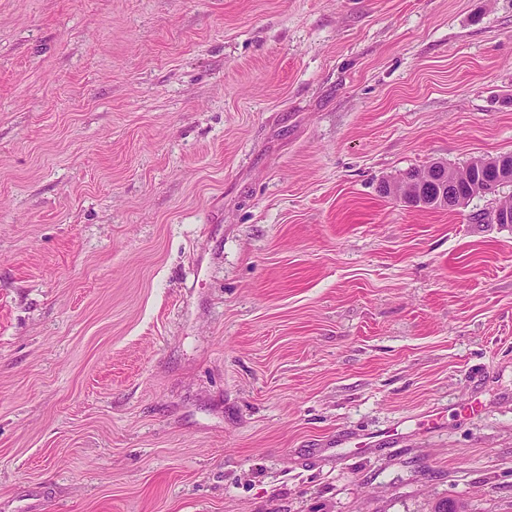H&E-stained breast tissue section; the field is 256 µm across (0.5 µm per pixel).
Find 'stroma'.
I'll return each instance as SVG.
<instances>
[{
	"label": "stroma",
	"instance_id": "stroma-1",
	"mask_svg": "<svg viewBox=\"0 0 512 512\" xmlns=\"http://www.w3.org/2000/svg\"><path fill=\"white\" fill-rule=\"evenodd\" d=\"M505 153L512 0H0V512H512ZM420 173H425V196H429L433 201L437 200L436 196L440 190H443L446 193L448 192V195L454 196H463L467 194L469 191V183L474 184L478 174L481 181L493 182L497 179L496 169L492 167H484L478 172L473 166V161L461 169L450 168L445 164L440 163L433 167L415 169L406 173L402 181L398 183L400 197L402 199L409 194L410 184L406 180L414 177L415 175H419ZM448 173L450 174V179L448 178ZM472 176H474L473 179ZM405 187H407V189Z\"/></svg>",
	"mask_w": 512,
	"mask_h": 512
}]
</instances>
